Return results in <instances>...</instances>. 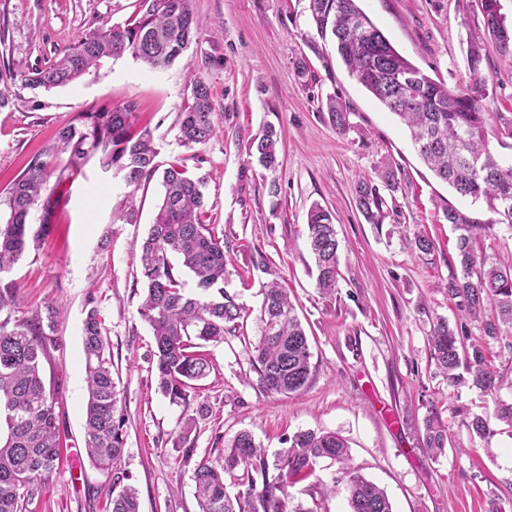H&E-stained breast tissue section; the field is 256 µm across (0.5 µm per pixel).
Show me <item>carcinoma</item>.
I'll use <instances>...</instances> for the list:
<instances>
[{
	"mask_svg": "<svg viewBox=\"0 0 512 512\" xmlns=\"http://www.w3.org/2000/svg\"><path fill=\"white\" fill-rule=\"evenodd\" d=\"M485 35H473L467 51L469 83L456 90L423 73L391 44L357 0H307L306 11L318 35L331 38L350 76L410 130L416 149L429 169L460 197L482 203L497 216L495 223L512 228V162L494 155L489 135L501 145L512 140V112H492L488 84L482 75L488 42L512 63V24L500 13L499 0H479ZM197 28L190 0H139L137 12L123 26L94 29L58 54L49 66L20 75L22 86L52 89L70 85L106 59L126 54L152 69L170 66L189 47ZM191 103L178 118V140L185 147L206 144L214 134L215 112L209 86L190 77ZM134 107L80 112L64 124L7 189L0 192V512H29L42 481L56 468L60 456V402L46 389L40 357L57 344L55 309L35 311L13 319L19 285L8 278L14 266L48 231L50 218L65 197L62 187L84 174L93 163L103 170L117 166L126 183L137 187L156 171L149 130L130 134ZM330 123L341 133L350 129V107L330 98ZM278 135L268 125L249 143L250 154L267 170L279 165ZM205 177L174 163L163 171L162 203L141 244L146 293L139 308L150 325L156 357L158 392L177 405L190 402L194 383L214 369L200 351V342H222L237 330L242 308L224 292V240L207 223ZM356 202L370 224L384 220L385 199L379 188L364 180L357 184ZM41 213L38 228L31 215ZM444 220L458 232L456 248L460 275L448 294L472 317L484 316L482 336L495 339L501 327H512V263L494 261L483 252L482 240L493 225L482 224L453 205L443 208ZM307 236L315 260L316 286L325 294L336 290L339 242L332 214L313 204L307 215ZM407 246L424 257L434 242L423 231ZM177 257L193 275L198 293L190 294L175 271ZM83 352L88 399L85 410L86 450L91 463L112 479L108 512H140L136 490L124 483L125 418L112 375V359L100 310L93 296L86 301ZM261 334L254 347L259 384L270 394H290L311 378V348L305 328L288 298L273 282L264 289ZM434 358L448 381L465 368L482 391H499L512 381L493 369L486 347L460 350L458 336L440 321L430 336ZM203 404L182 418L181 461L194 463L192 481L201 512H321L294 504L289 488L315 473L328 458L344 464L347 446L333 432L299 431L288 447L273 455L239 433L216 465L193 461L191 439L196 417L208 415ZM448 434L434 418L425 422L424 444L432 457L445 451ZM241 487L226 492L225 476ZM350 512H393L388 495L350 470Z\"/></svg>",
	"mask_w": 512,
	"mask_h": 512,
	"instance_id": "1",
	"label": "carcinoma"
}]
</instances>
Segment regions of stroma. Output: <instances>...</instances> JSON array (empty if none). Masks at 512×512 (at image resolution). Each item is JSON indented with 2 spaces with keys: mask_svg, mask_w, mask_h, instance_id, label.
<instances>
[{
  "mask_svg": "<svg viewBox=\"0 0 512 512\" xmlns=\"http://www.w3.org/2000/svg\"><path fill=\"white\" fill-rule=\"evenodd\" d=\"M137 0H0V190L8 186L75 113L134 105L149 128L159 168L177 162L205 176L207 211L224 239V289L245 310L241 334L205 345L214 365L192 391L207 404L198 421L197 457L222 459L238 433L250 432L268 453L294 433L333 432L347 443L355 471L383 488L394 512H512V429L496 417L499 401L470 379L451 384L439 373L430 336L438 321L457 328L462 346L481 337L480 321L457 307L448 284L460 269L445 205L493 222L484 205L459 199L419 158L408 130L350 77L332 40L318 36L306 0H190L200 22L189 48L153 71L131 56L105 61L65 87L23 88L21 72L49 64L86 32L125 24ZM361 9L413 64L449 88L465 86L468 38L483 30L479 7L457 0H359ZM482 69L493 111H512V67L487 47ZM211 90L215 134L192 148L177 139L178 115L190 102V74ZM334 97L351 108L338 133L321 106ZM280 134L281 164L264 170L248 153L266 125ZM400 188L385 193L384 223H366L356 207L360 180H377L382 163ZM163 188L153 176L134 188L120 170L89 165L48 236L14 267L20 316L55 306L59 340L42 361L48 388L63 401L61 462L31 512H106L112 481L85 451L82 328L95 297L126 418L122 460L141 512H200L191 466L174 450L183 406L157 393L149 325L139 314L145 282L139 246ZM335 217L340 277L333 295L316 286L307 243L312 203ZM136 221H128V208ZM426 230L430 255L406 241ZM269 269H262V258ZM287 289L310 341L312 375L302 389L265 393L254 346L267 282ZM484 416L490 437L467 424ZM448 433L438 458L422 450L425 421ZM295 501L324 500L322 512H349L339 464L322 461L295 484Z\"/></svg>",
  "mask_w": 512,
  "mask_h": 512,
  "instance_id": "stroma-1",
  "label": "stroma"
}]
</instances>
